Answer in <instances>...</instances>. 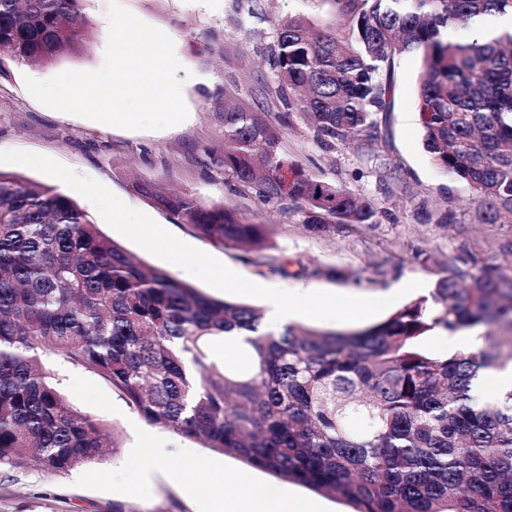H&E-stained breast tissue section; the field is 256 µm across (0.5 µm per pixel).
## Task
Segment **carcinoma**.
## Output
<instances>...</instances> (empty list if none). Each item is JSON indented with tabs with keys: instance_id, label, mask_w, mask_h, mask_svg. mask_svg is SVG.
<instances>
[{
	"instance_id": "1",
	"label": "carcinoma",
	"mask_w": 512,
	"mask_h": 512,
	"mask_svg": "<svg viewBox=\"0 0 512 512\" xmlns=\"http://www.w3.org/2000/svg\"><path fill=\"white\" fill-rule=\"evenodd\" d=\"M338 26L290 18L270 64L286 111L222 106L224 187L292 202L311 231L375 224L354 191L289 161L297 115L326 146L370 135L391 110L396 59L417 81L432 163L467 183L483 224H512V0H331ZM85 0H0V64L44 68L79 54ZM136 190L221 248L270 249L265 225L221 202L147 181ZM478 327L475 352L425 340ZM244 337L232 361L210 343ZM48 358L92 373L143 420L247 467L338 496L355 512H512V391L477 394L512 367V261L473 255L366 329L270 330L105 236L56 187L0 171V468L66 474L105 458L113 430L67 402Z\"/></svg>"
}]
</instances>
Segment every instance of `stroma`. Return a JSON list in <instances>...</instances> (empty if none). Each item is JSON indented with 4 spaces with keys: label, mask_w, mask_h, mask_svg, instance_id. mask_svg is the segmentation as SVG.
<instances>
[{
    "label": "stroma",
    "mask_w": 512,
    "mask_h": 512,
    "mask_svg": "<svg viewBox=\"0 0 512 512\" xmlns=\"http://www.w3.org/2000/svg\"><path fill=\"white\" fill-rule=\"evenodd\" d=\"M143 21L175 43L185 68L182 95L188 117L160 130H128L49 109L34 99L24 80H47L66 71H93L104 60L109 0H86L90 36L77 57L35 69L19 62L0 67V152L23 150L47 155L80 176L94 179L128 206L151 216L167 231L214 256L256 284L360 297L397 295L394 309L415 300L404 293L412 280L431 293L440 266L465 252L504 261L512 224H482L473 189L437 169L422 141L416 80L422 57L407 53L396 61L397 82L391 112L381 115L376 134L361 142L327 147L302 119L287 130L284 146L313 178L345 186L370 200L374 224H338L314 234L300 214L280 205L241 196L224 187L222 169L210 149L219 147L223 124L219 103L281 112L276 79L267 62L280 20L303 16L331 20V0H121ZM190 191L205 202H221L254 222L269 225L271 256L287 260V274L265 259L244 260L240 251L214 246L134 191L135 180ZM52 369L62 391L79 411L95 416L116 434L118 446L98 464L63 475L35 466L0 470V512H203L204 503L183 493L170 473L205 461L211 470L242 477L240 491L287 492L318 502L324 512H354L343 499L279 480L236 458L204 448L194 439L147 424L118 393L97 376L56 362ZM162 450V463L143 479L131 461L139 452Z\"/></svg>",
    "instance_id": "obj_1"
}]
</instances>
